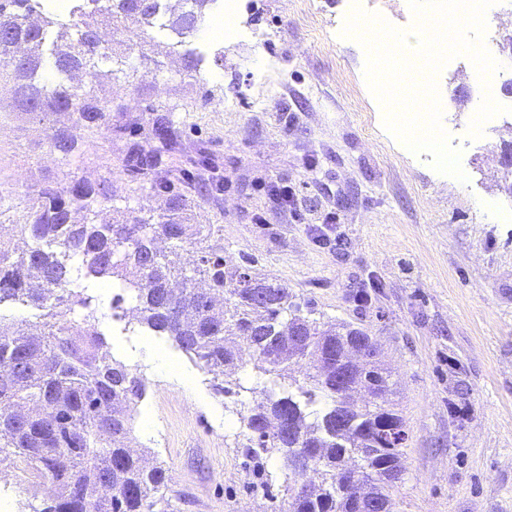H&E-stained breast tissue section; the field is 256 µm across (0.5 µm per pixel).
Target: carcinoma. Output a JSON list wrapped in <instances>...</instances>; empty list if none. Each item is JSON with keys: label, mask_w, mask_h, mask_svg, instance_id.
Listing matches in <instances>:
<instances>
[{"label": "carcinoma", "mask_w": 512, "mask_h": 512, "mask_svg": "<svg viewBox=\"0 0 512 512\" xmlns=\"http://www.w3.org/2000/svg\"><path fill=\"white\" fill-rule=\"evenodd\" d=\"M53 2L0 0L9 111L63 112L92 130L112 117V97L99 87L134 67L130 56L103 45L100 29L118 34L135 15L146 31L165 34L172 50L183 49L193 73L204 56L191 37L203 8L217 0L176 9L168 0H69L65 13ZM152 132L157 144H134L126 162L164 196L160 212L131 223L102 219L112 202L108 181L78 180L30 198L24 223L0 225V306L36 311V321L24 324L0 316V461L11 448V461L55 486L54 505L42 512H167V470L146 465L128 446L145 379L113 358L98 330L92 285L102 281L120 289L112 308L169 337L218 393L246 390L231 377L242 352L252 353L267 385L244 417L242 447L262 487H271L266 460L274 455L320 460L314 493L286 485L285 512H361L360 492L374 501L369 512H394L391 490L403 480L409 435L388 400L395 382L380 345L358 328L315 318L288 288L256 273L253 259H226L223 246L203 245L211 225L191 223L190 197L157 172L174 146L170 127L158 120ZM48 139L64 159L76 149L66 127L51 129ZM193 238L201 247L189 268L183 252ZM352 347L367 360L344 388L337 377L346 365L336 355Z\"/></svg>", "instance_id": "1"}]
</instances>
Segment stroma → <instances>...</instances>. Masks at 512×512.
I'll return each mask as SVG.
<instances>
[{
    "label": "stroma",
    "mask_w": 512,
    "mask_h": 512,
    "mask_svg": "<svg viewBox=\"0 0 512 512\" xmlns=\"http://www.w3.org/2000/svg\"><path fill=\"white\" fill-rule=\"evenodd\" d=\"M250 34L190 77L179 56L149 46L157 67L103 86L125 109L109 127L77 130L69 159L49 148L60 115L0 114V223L20 224L42 186L109 177L124 212L157 206L143 175L125 167L133 142L170 121L173 175L218 184L194 207L227 256L309 301L323 321L346 322L381 344L408 429L397 512H512V123L472 136L477 111L471 59L434 75L464 180L439 174L428 155L404 153L384 128L385 108L365 76L360 41L331 38L346 24L343 0H249ZM291 188L293 201L274 195ZM99 328L115 359L147 381L134 450L169 470L168 512H279L288 476L278 457L270 493L251 491L238 444L255 372L244 393L217 394L210 375L165 336L113 324L111 288L94 289ZM178 364L169 379L148 354ZM51 484L0 482L7 512H40Z\"/></svg>",
    "instance_id": "35a3bbf8"
}]
</instances>
